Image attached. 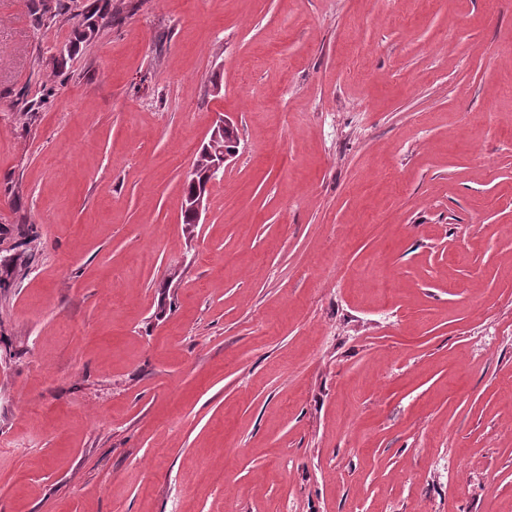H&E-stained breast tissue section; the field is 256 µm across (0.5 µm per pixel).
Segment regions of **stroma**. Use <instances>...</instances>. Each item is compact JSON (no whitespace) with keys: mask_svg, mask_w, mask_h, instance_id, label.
Masks as SVG:
<instances>
[{"mask_svg":"<svg viewBox=\"0 0 512 512\" xmlns=\"http://www.w3.org/2000/svg\"><path fill=\"white\" fill-rule=\"evenodd\" d=\"M66 2L0 0V512H512V0ZM238 140V126L232 120L224 117L216 123L207 143H204L196 152L193 170L199 166L209 168L211 183L224 167L230 164L236 156V148H228ZM239 144V141H237ZM208 183V185H209ZM207 185V187H208Z\"/></svg>","mask_w":512,"mask_h":512,"instance_id":"stroma-1","label":"stroma"}]
</instances>
